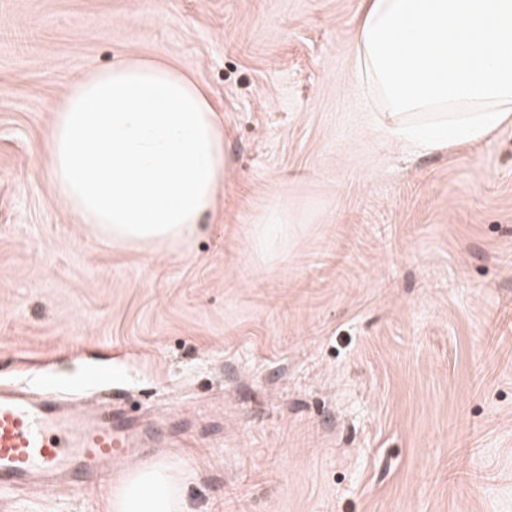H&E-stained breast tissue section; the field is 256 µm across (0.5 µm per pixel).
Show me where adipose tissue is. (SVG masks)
Returning <instances> with one entry per match:
<instances>
[{"mask_svg":"<svg viewBox=\"0 0 512 512\" xmlns=\"http://www.w3.org/2000/svg\"><path fill=\"white\" fill-rule=\"evenodd\" d=\"M355 68L383 130L417 152L512 122V0H363ZM64 203L94 235L134 245L193 236L227 173L207 90L163 61L121 56L71 83L41 143ZM110 512H188L179 470L126 473Z\"/></svg>","mask_w":512,"mask_h":512,"instance_id":"1","label":"adipose tissue"}]
</instances>
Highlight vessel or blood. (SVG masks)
<instances>
[{"label":"vessel or blood","instance_id":"obj_1","mask_svg":"<svg viewBox=\"0 0 512 512\" xmlns=\"http://www.w3.org/2000/svg\"><path fill=\"white\" fill-rule=\"evenodd\" d=\"M138 449L126 417L110 404L78 412L53 393L0 389L1 499L35 484L86 486L93 474Z\"/></svg>","mask_w":512,"mask_h":512}]
</instances>
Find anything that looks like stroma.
Segmentation results:
<instances>
[{"label":"stroma","mask_w":512,"mask_h":512,"mask_svg":"<svg viewBox=\"0 0 512 512\" xmlns=\"http://www.w3.org/2000/svg\"><path fill=\"white\" fill-rule=\"evenodd\" d=\"M362 0H0V385L161 433L190 512H512V123L417 153L357 75ZM164 59L224 117L173 247L93 238L39 151L91 68ZM291 227L268 246L271 212ZM0 512H109L30 487Z\"/></svg>","instance_id":"35a3bbf8"}]
</instances>
